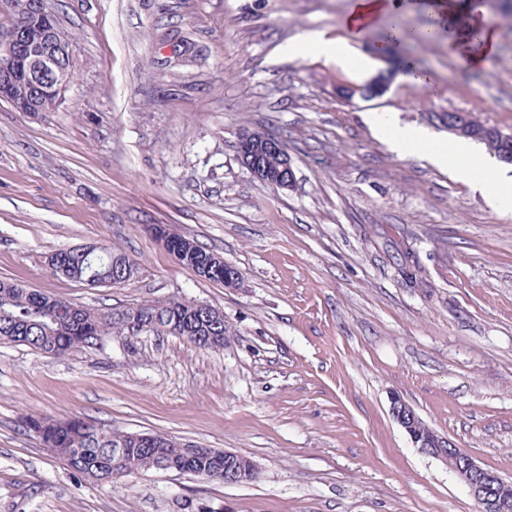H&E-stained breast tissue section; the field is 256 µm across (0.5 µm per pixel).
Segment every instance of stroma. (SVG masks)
Masks as SVG:
<instances>
[{
  "instance_id": "35a3bbf8",
  "label": "stroma",
  "mask_w": 512,
  "mask_h": 512,
  "mask_svg": "<svg viewBox=\"0 0 512 512\" xmlns=\"http://www.w3.org/2000/svg\"><path fill=\"white\" fill-rule=\"evenodd\" d=\"M352 0H52L74 80L52 112L0 101V280L109 314L147 300L224 313L222 349L144 332L62 357L0 342V512H481L460 477L393 419L400 395L439 434L512 482V209L447 169L398 155L376 112L453 142L442 113L512 132V15L481 67L420 35L429 84L397 75L346 103L339 82L383 64L343 24ZM352 44L348 62L284 48L304 31ZM287 139L295 180L253 178L246 132ZM190 235L241 287L201 278L150 235ZM122 250L137 278L92 288L44 258ZM80 417L251 458L256 481L150 471L98 485L29 431Z\"/></svg>"
}]
</instances>
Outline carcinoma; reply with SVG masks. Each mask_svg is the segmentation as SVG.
I'll return each mask as SVG.
<instances>
[{
  "label": "carcinoma",
  "mask_w": 512,
  "mask_h": 512,
  "mask_svg": "<svg viewBox=\"0 0 512 512\" xmlns=\"http://www.w3.org/2000/svg\"><path fill=\"white\" fill-rule=\"evenodd\" d=\"M407 28L395 21L386 30L383 52L396 57L407 69L411 62L400 55L407 45ZM475 136L473 139L486 145L497 154L512 152V144L501 142L484 133L483 122L473 113H468ZM173 248L185 254L180 264L197 274L208 269L205 279L224 282V259L202 248L194 238L181 234L175 236ZM118 250L99 247L97 258L88 255L84 259L63 250L45 257V266L56 276L86 283L95 274L107 281L112 280V271L121 275L135 276L138 264L128 255L112 265V255ZM172 305L178 317L197 336L224 335V315L211 312L181 309L179 300L146 301L129 307L146 316L164 305ZM126 331H117V324L103 314L80 308L63 299L40 293L25 286L0 280V341L26 345L42 353L62 356L70 351L95 345L101 337ZM29 430L39 435L43 443L55 455L83 478L98 483H114L125 477L135 476L150 470L189 471L209 481L223 482L219 473L221 465L209 457H191L185 452L183 443L163 434L158 435L160 447L143 448L134 442L127 444V453L117 471H112V448L123 438L121 432L110 428L89 427L84 418L52 419L30 417L26 422Z\"/></svg>",
  "instance_id": "cac0c4a2"
}]
</instances>
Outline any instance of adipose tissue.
<instances>
[{"mask_svg": "<svg viewBox=\"0 0 512 512\" xmlns=\"http://www.w3.org/2000/svg\"><path fill=\"white\" fill-rule=\"evenodd\" d=\"M400 0H352L345 18L347 29L355 35L373 27L380 18L397 14ZM376 131L399 154L417 149L439 167L453 170L462 181L502 207H512V176L492 161L474 156L472 145L460 140L446 147L433 146L428 132L419 127L399 124L392 113L373 118Z\"/></svg>", "mask_w": 512, "mask_h": 512, "instance_id": "adipose-tissue-1", "label": "adipose tissue"}]
</instances>
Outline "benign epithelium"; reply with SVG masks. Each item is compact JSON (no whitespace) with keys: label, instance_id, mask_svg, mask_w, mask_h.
<instances>
[{"label":"benign epithelium","instance_id":"7a95c632","mask_svg":"<svg viewBox=\"0 0 512 512\" xmlns=\"http://www.w3.org/2000/svg\"><path fill=\"white\" fill-rule=\"evenodd\" d=\"M0 12L14 17L11 25L0 28V101L10 104L17 112L53 111L63 102L74 78L70 36L61 27L50 0H0ZM381 60L387 67L377 76L364 84H337L336 97L351 102L356 98L372 100L382 96L390 85L395 66L384 55ZM237 153L253 178L282 189L293 184V159L283 147L281 137L245 133L238 139ZM268 154L278 157L273 169L262 162ZM115 321L128 331L145 329L133 312H120ZM390 411L416 448L465 476L470 493L482 505V512H504L502 490L509 482L431 430L400 396L392 397ZM250 471L248 463L239 461V455L224 451V483H235Z\"/></svg>","mask_w":512,"mask_h":512}]
</instances>
